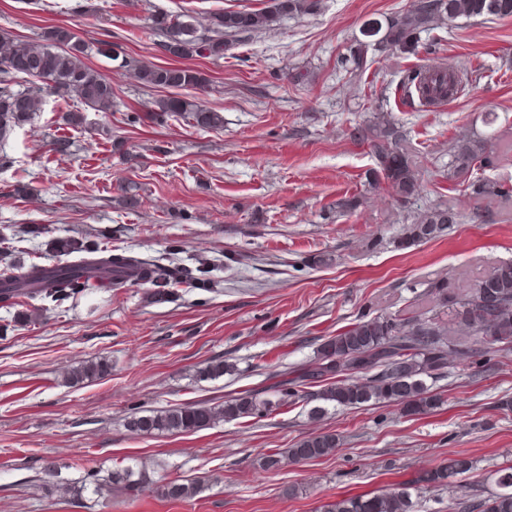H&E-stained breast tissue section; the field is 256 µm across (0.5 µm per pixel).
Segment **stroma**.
Wrapping results in <instances>:
<instances>
[{
  "mask_svg": "<svg viewBox=\"0 0 512 512\" xmlns=\"http://www.w3.org/2000/svg\"><path fill=\"white\" fill-rule=\"evenodd\" d=\"M412 0H320L315 14L277 18L229 41L223 57L174 59L153 27L185 10L203 21L227 9L262 10L269 0H0V29L39 40L70 29L89 44L90 66L110 74L116 106L69 125L57 95L0 149V253L25 263L56 262L57 237L88 238L141 257L199 258L214 290L175 287L155 303L146 285L81 295L18 322L0 307V512H322L338 497L407 484L414 512H477L512 466V349L477 345L428 386L443 406L407 416L377 404L315 413L290 398L261 418L183 434L140 435L133 412L187 403L218 405L245 390L263 392L276 375L312 367L319 345L358 318L435 314L425 282L445 277L474 287L493 266L512 262V198L465 197L448 179L455 136L486 137L497 165L487 175L512 184V17L460 19L421 34L417 53L368 54L365 69L341 57L369 22ZM145 65L179 64L205 79L195 96L221 113L217 129L180 116L147 119L165 90L116 75L100 43ZM476 71L456 99L427 110L398 86L430 61ZM399 123L422 185L414 208L463 205L446 236L395 246L409 210L375 166L353 127L375 114ZM65 138L67 154L52 141ZM358 196L359 207L336 211ZM112 370L71 384L73 367L99 358ZM223 359L233 373L203 379ZM336 433L325 457L260 466L308 435ZM463 455L472 470L443 486L421 475ZM137 457L154 482L130 494H48L61 479L108 472ZM198 479L201 493L173 502L159 480Z\"/></svg>",
  "mask_w": 512,
  "mask_h": 512,
  "instance_id": "1",
  "label": "stroma"
}]
</instances>
